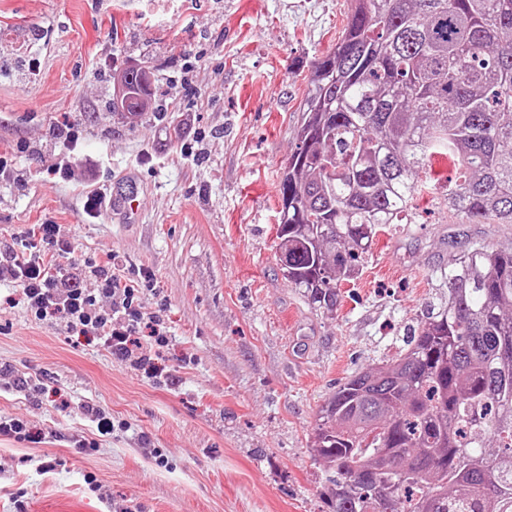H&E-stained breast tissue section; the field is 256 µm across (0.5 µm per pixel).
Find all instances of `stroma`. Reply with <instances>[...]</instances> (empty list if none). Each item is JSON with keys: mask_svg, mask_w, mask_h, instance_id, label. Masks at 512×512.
<instances>
[{"mask_svg": "<svg viewBox=\"0 0 512 512\" xmlns=\"http://www.w3.org/2000/svg\"><path fill=\"white\" fill-rule=\"evenodd\" d=\"M349 0H0V242L55 224L70 262L118 254L146 270V312L168 340L149 378L90 336L9 304L0 287V365L44 372L46 392L0 390V416L41 432L0 437V512H330L315 456L323 403L346 379L394 359L448 298L449 262L480 243L512 247V224H462L421 200L414 223L378 232L333 311L311 305L276 261L280 174L295 149L315 59ZM146 65L175 103L132 125L109 112L112 70ZM75 124L67 148L57 125ZM146 185L136 224L88 217L97 186ZM178 379L169 385L168 376ZM112 416L96 451L82 406ZM159 449L167 465L151 455Z\"/></svg>", "mask_w": 512, "mask_h": 512, "instance_id": "35a3bbf8", "label": "stroma"}]
</instances>
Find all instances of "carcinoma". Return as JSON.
Returning a JSON list of instances; mask_svg holds the SVG:
<instances>
[{"mask_svg": "<svg viewBox=\"0 0 512 512\" xmlns=\"http://www.w3.org/2000/svg\"><path fill=\"white\" fill-rule=\"evenodd\" d=\"M279 181V270L333 310L343 281L423 194L466 224H512V0H350L312 65ZM147 66L124 69L112 111L135 124ZM458 162L440 194L433 155ZM336 474L331 512H512V249L473 244L448 266V304L391 362L348 378L319 411Z\"/></svg>", "mask_w": 512, "mask_h": 512, "instance_id": "obj_1", "label": "carcinoma"}]
</instances>
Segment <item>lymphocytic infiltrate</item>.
<instances>
[{
  "label": "lymphocytic infiltrate",
  "instance_id": "f902f5d3",
  "mask_svg": "<svg viewBox=\"0 0 512 512\" xmlns=\"http://www.w3.org/2000/svg\"><path fill=\"white\" fill-rule=\"evenodd\" d=\"M71 252L56 225H39L30 238L0 248V281L17 288L20 302L35 316L58 318L69 331L96 336L116 362L133 370H153L152 348L166 344L167 333L159 316L144 312L138 281L111 259L67 262ZM91 281L96 290L88 289ZM144 327L152 345L139 338Z\"/></svg>",
  "mask_w": 512,
  "mask_h": 512
}]
</instances>
